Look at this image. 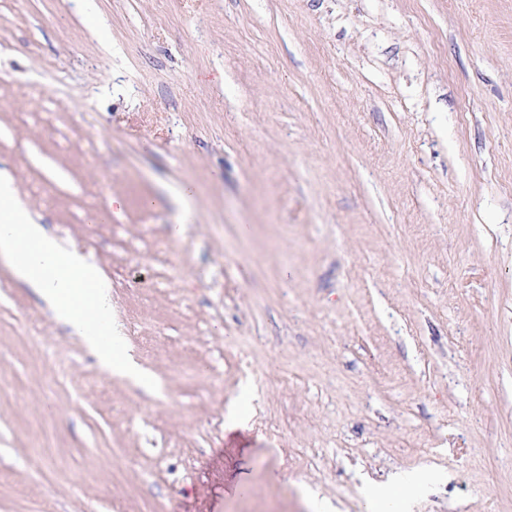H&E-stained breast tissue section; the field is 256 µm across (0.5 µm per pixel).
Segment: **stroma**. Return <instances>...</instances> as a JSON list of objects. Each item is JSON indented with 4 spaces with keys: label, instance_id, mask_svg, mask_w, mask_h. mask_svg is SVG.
Segmentation results:
<instances>
[{
    "label": "stroma",
    "instance_id": "obj_1",
    "mask_svg": "<svg viewBox=\"0 0 512 512\" xmlns=\"http://www.w3.org/2000/svg\"><path fill=\"white\" fill-rule=\"evenodd\" d=\"M0 169V512H512V0H0Z\"/></svg>",
    "mask_w": 512,
    "mask_h": 512
}]
</instances>
